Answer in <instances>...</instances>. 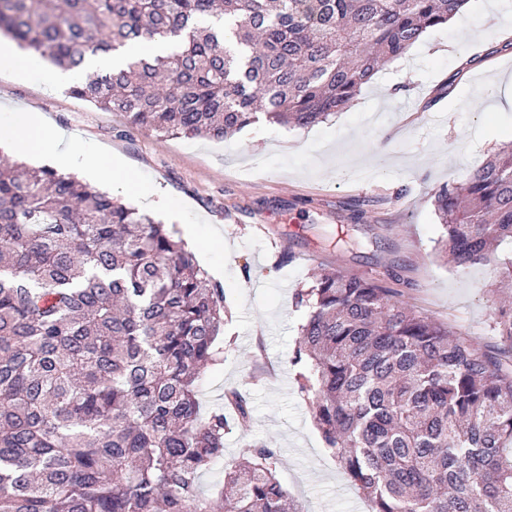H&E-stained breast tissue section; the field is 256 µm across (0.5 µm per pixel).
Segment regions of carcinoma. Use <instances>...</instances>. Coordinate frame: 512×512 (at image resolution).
Wrapping results in <instances>:
<instances>
[{
  "instance_id": "1",
  "label": "carcinoma",
  "mask_w": 512,
  "mask_h": 512,
  "mask_svg": "<svg viewBox=\"0 0 512 512\" xmlns=\"http://www.w3.org/2000/svg\"><path fill=\"white\" fill-rule=\"evenodd\" d=\"M467 0H0V32L73 69L156 38L168 54L71 88L159 135L307 128L348 106ZM442 252L512 284V141L433 195ZM291 360L327 451L369 512H512V307L496 353L382 278L321 268ZM230 309L153 217L47 167L0 163V512H301L264 446L204 496L224 410L194 383ZM236 420L249 401L226 395Z\"/></svg>"
}]
</instances>
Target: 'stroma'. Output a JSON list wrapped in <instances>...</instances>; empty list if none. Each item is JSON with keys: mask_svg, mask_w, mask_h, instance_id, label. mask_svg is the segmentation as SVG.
I'll use <instances>...</instances> for the list:
<instances>
[{"mask_svg": "<svg viewBox=\"0 0 512 512\" xmlns=\"http://www.w3.org/2000/svg\"><path fill=\"white\" fill-rule=\"evenodd\" d=\"M512 0H469L405 58L387 64L345 109L305 129L258 121L224 140L161 136L131 127L71 94L69 84L0 74V111L42 113L50 128L88 156H120L148 192L135 204L175 237L194 225L204 270L219 268L231 314L219 354L197 382L202 412L223 408L236 391L251 419L230 422L224 459L199 485L211 493L225 464L249 446L272 449L276 477L303 512H361L365 501L325 450L310 405L297 390L294 355L303 311L295 289L314 270L380 277L396 269L416 311L462 337L495 344L493 313L512 305V289L492 288V269L455 270L438 251L442 226L432 195L465 182L501 144L512 140ZM480 57L479 70L460 55ZM402 83L390 100L387 87ZM356 240L340 248L337 238Z\"/></svg>", "mask_w": 512, "mask_h": 512, "instance_id": "obj_1", "label": "stroma"}]
</instances>
